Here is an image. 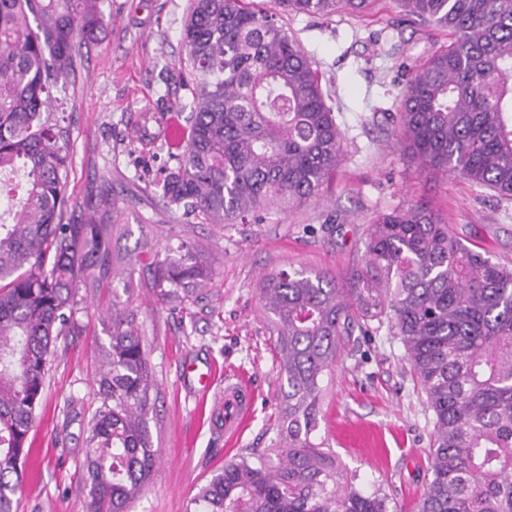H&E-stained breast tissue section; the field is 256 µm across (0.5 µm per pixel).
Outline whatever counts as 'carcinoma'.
I'll list each match as a JSON object with an SVG mask.
<instances>
[{
    "mask_svg": "<svg viewBox=\"0 0 512 512\" xmlns=\"http://www.w3.org/2000/svg\"><path fill=\"white\" fill-rule=\"evenodd\" d=\"M371 0H192L183 39L192 135L162 195L189 219L261 224L316 196L342 159V134L319 72L287 14L358 16ZM453 41L411 67L394 133L435 178L457 174L512 200V0H394ZM100 0H0V512H14L20 460L42 403L72 298L98 288L112 225L64 224L65 147L44 118L76 46L103 27ZM358 265L344 273L277 269L259 282L276 335L279 441L201 486L188 512H397L349 486L336 453L311 440L324 377L353 336H400L414 386L433 413L432 460L415 512H512V267L466 244L426 204L377 215ZM155 283L212 277L209 265L154 263ZM89 430L87 512H127L157 450L146 426L153 373L137 328L112 315Z\"/></svg>",
    "mask_w": 512,
    "mask_h": 512,
    "instance_id": "cac0c4a2",
    "label": "carcinoma"
}]
</instances>
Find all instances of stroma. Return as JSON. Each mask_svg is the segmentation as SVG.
Masks as SVG:
<instances>
[{"instance_id": "1", "label": "stroma", "mask_w": 512, "mask_h": 512, "mask_svg": "<svg viewBox=\"0 0 512 512\" xmlns=\"http://www.w3.org/2000/svg\"><path fill=\"white\" fill-rule=\"evenodd\" d=\"M189 7L190 0H104L111 25L80 48L56 92L50 115L62 120L69 155L63 221L80 224L91 214L112 224L111 272L104 287L77 289L78 326L53 345L17 512H86L87 436L101 405L96 377L113 310L133 318L155 381L147 427L157 461L129 512H186L225 463L258 460L277 439L285 379L263 314V275L290 265L344 272L359 262L375 215L419 203L493 261L512 264V200L460 177H432L391 133L386 116L407 81L405 63L425 61L450 42L435 25L399 22L393 0H373L360 17L284 18L321 71L343 136V159L319 195L261 224H208L167 207L162 179L176 156L165 139L145 142L135 130L146 110L187 117ZM96 196L105 211H88ZM167 258L206 261L213 276L192 296H161L153 265ZM190 362L241 374L257 388L255 414L234 451H225L223 431L210 424L199 387L184 372ZM325 386L316 438L354 474L356 490L382 491L413 512L429 475L433 424L399 337L385 327L357 337Z\"/></svg>"}]
</instances>
